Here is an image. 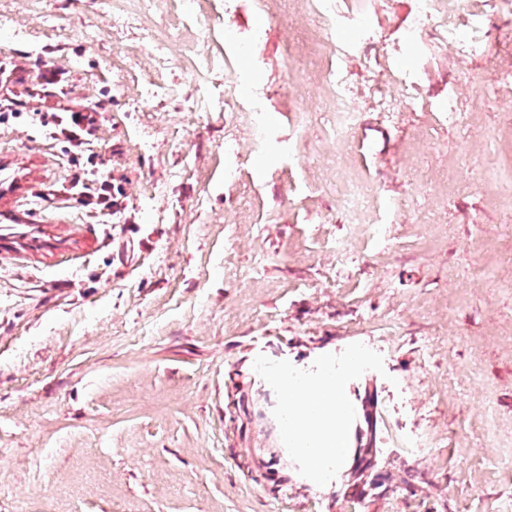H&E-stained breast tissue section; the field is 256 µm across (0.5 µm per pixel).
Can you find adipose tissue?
Returning <instances> with one entry per match:
<instances>
[{
	"label": "adipose tissue",
	"instance_id": "ef3b65f1",
	"mask_svg": "<svg viewBox=\"0 0 512 512\" xmlns=\"http://www.w3.org/2000/svg\"><path fill=\"white\" fill-rule=\"evenodd\" d=\"M283 392L290 408L285 434L304 469L317 477L327 461L345 468L352 448L346 430L350 399L342 378L326 373L316 384H287Z\"/></svg>",
	"mask_w": 512,
	"mask_h": 512
}]
</instances>
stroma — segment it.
Wrapping results in <instances>:
<instances>
[{"instance_id":"35a3bbf8","label":"stroma","mask_w":512,"mask_h":512,"mask_svg":"<svg viewBox=\"0 0 512 512\" xmlns=\"http://www.w3.org/2000/svg\"><path fill=\"white\" fill-rule=\"evenodd\" d=\"M355 4L338 3L339 55L307 58L309 0H182L204 41L171 27V0L129 25L112 0H0L15 83L64 72L66 99L97 117L75 162L42 105L0 112V180L31 187L0 192V512H349L351 470L311 478L284 437L283 382L326 366L350 377L352 434L377 396L361 512H512V194L450 175L461 157L486 170L512 124V0H470L460 34L484 50L465 60L408 35L423 0ZM206 55L200 86L188 68ZM228 65L242 113L191 111L223 100ZM329 66L360 109L344 143L330 112L300 110L329 96L301 83ZM375 80L417 98L381 113ZM153 84L174 93L148 97ZM452 95L483 105L456 122ZM85 172L120 187L112 216L71 195ZM352 176L372 205L358 233L337 206Z\"/></svg>"}]
</instances>
